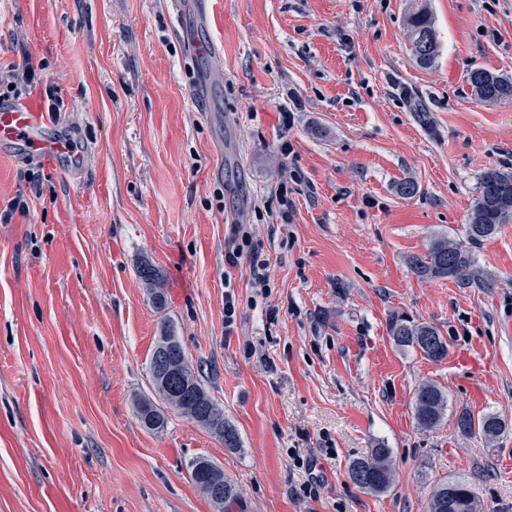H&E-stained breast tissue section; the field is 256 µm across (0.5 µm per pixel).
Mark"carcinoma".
I'll return each mask as SVG.
<instances>
[{"instance_id": "cac0c4a2", "label": "carcinoma", "mask_w": 512, "mask_h": 512, "mask_svg": "<svg viewBox=\"0 0 512 512\" xmlns=\"http://www.w3.org/2000/svg\"><path fill=\"white\" fill-rule=\"evenodd\" d=\"M412 55L421 67L434 64L439 47L436 32L429 12L420 9L409 17ZM469 83L478 99L488 102H512V80L497 76L485 69L477 68L469 73ZM512 221V171L488 168L479 177L478 197L466 225L468 243L478 244L498 233L501 226ZM417 273L431 278H448L459 284L469 285L479 281L472 251L462 242L450 237L434 238L426 253L410 259ZM139 277L151 292L156 308L165 307V296L159 283L158 270L145 263L138 270ZM391 333L394 341L403 347L420 351L432 361L448 356V342L440 331L428 324L393 322ZM159 357L168 358L175 368L169 377L167 392H162L156 380H151L155 397H140L136 400V415L143 428L160 432L166 424V410L178 404L177 413L195 421L202 427L213 428L211 416L203 405H220L204 389L196 375L193 364L172 329L164 328L158 337L150 361ZM448 410V395L434 383L424 382L414 392V415L422 428L437 427ZM459 431L465 435H479L494 440L505 431V424L492 414L477 417L469 412L459 415ZM216 468V463L205 456H197L188 464V471H198L201 476L193 479L199 491L212 504L220 505L222 512H233L240 506V495L235 483L224 471L219 476L224 483V498L216 499L211 490L210 478L205 472ZM351 481L359 488L384 493L393 485L391 451L383 445L371 449L370 455L356 459L349 468ZM481 500L476 485L466 479L444 480L436 484L429 501V512H480Z\"/></svg>"}]
</instances>
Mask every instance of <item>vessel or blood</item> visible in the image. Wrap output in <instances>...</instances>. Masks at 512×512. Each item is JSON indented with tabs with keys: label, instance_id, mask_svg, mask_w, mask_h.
Instances as JSON below:
<instances>
[{
	"label": "vessel or blood",
	"instance_id": "vessel-or-blood-1",
	"mask_svg": "<svg viewBox=\"0 0 512 512\" xmlns=\"http://www.w3.org/2000/svg\"><path fill=\"white\" fill-rule=\"evenodd\" d=\"M0 145L19 146L34 155L72 154V140L58 132L45 113L28 105L0 103Z\"/></svg>",
	"mask_w": 512,
	"mask_h": 512
}]
</instances>
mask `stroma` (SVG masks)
<instances>
[{
    "instance_id": "1",
    "label": "stroma",
    "mask_w": 512,
    "mask_h": 512,
    "mask_svg": "<svg viewBox=\"0 0 512 512\" xmlns=\"http://www.w3.org/2000/svg\"><path fill=\"white\" fill-rule=\"evenodd\" d=\"M212 3L207 59L174 0H0V72L35 73L14 102L55 107L88 147L76 173L0 154V211L28 204L0 220V512H215L187 472L197 456L235 482L234 512H428L445 478L475 482L481 512H512V222L474 249L481 285L409 263L464 238L484 170L512 171V103L468 81L512 79V0ZM423 6L427 68L408 25ZM229 224L262 243L267 292L225 269ZM396 319L435 326L447 357L397 345ZM166 325L238 448L175 412L162 432L139 424ZM423 382L448 393L432 430L414 417ZM464 412L507 429L464 435ZM380 444L395 481L369 493L348 467ZM412 55L421 67L434 64L439 47L432 18L426 9H420L409 17ZM469 83L478 99L488 102H512V80L477 68L469 73ZM138 274L149 288L153 304L157 309L162 310L165 307V296L160 288H156L159 283L158 270L153 265L145 263L139 268Z\"/></svg>"
}]
</instances>
